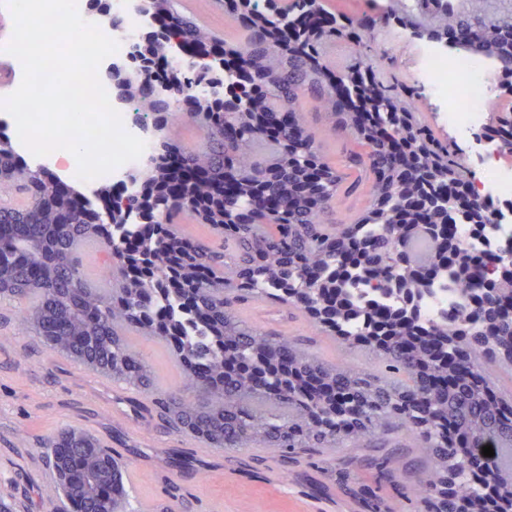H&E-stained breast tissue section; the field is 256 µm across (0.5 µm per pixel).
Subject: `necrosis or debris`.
<instances>
[{
  "label": "necrosis or debris",
  "mask_w": 512,
  "mask_h": 512,
  "mask_svg": "<svg viewBox=\"0 0 512 512\" xmlns=\"http://www.w3.org/2000/svg\"><path fill=\"white\" fill-rule=\"evenodd\" d=\"M141 6V0H112L111 12L93 19L119 44L112 56L115 64L128 61V42L139 36L146 24ZM413 71L439 102L441 121L474 140V152L466 162L474 169V191L489 206L493 222L479 236L471 225H455L457 238L466 246L493 254L512 252V167L499 160L494 140L480 135L485 111L496 91L493 67L489 60L451 54L439 45L426 44L415 55ZM460 305L459 289L443 279L423 296L419 309L424 322L441 324L458 314Z\"/></svg>",
  "instance_id": "obj_1"
}]
</instances>
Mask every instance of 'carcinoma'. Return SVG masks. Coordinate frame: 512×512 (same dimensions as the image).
<instances>
[{
    "instance_id": "obj_1",
    "label": "carcinoma",
    "mask_w": 512,
    "mask_h": 512,
    "mask_svg": "<svg viewBox=\"0 0 512 512\" xmlns=\"http://www.w3.org/2000/svg\"><path fill=\"white\" fill-rule=\"evenodd\" d=\"M228 0L240 37L231 49L246 60L253 88L233 97L222 112L210 93L187 98V122L200 141L186 148L163 138L184 165L201 173L173 193L170 165L154 157L140 178L141 192L129 208L147 213L155 235L126 231L118 287L110 293L89 288L80 275L75 245L94 237L113 251L111 225L91 202L76 199L32 169L12 145L0 139V196L34 190L21 210L0 208L9 250L0 253V295L34 296L26 321L53 351L112 374L129 387H153L149 366L128 346L122 328L137 327L164 337L186 370L183 388L161 402L177 426L214 448L261 445L281 453L317 448H363L360 466L373 469L379 483L357 492L369 512H390L384 485L399 495L422 486V512H486L489 487L497 506L512 505V482L494 471H476L458 444L448 439L453 425L467 447L490 445L502 453L512 434V402L495 391L486 367L512 362V267L502 258L470 254L448 225L463 213L477 232L489 223V209L473 200L458 207L446 187L464 179L465 166L448 143L428 126L416 106L415 89L397 77L361 88L353 72H376L374 43L391 32L377 18L351 35L331 21L304 29L300 16L325 14L323 0ZM392 15L403 30L424 23L438 42L461 30L469 41L457 47L492 61L501 82L512 88V4L487 11L463 9L449 0H395ZM145 10L167 20V33L149 52L168 60L173 79L154 98L141 78L112 72L119 96L152 117L164 130L171 122V91L182 92L181 69L169 51L186 43L208 51L214 35L180 14L173 0H149ZM352 47L353 61L338 74L325 48L331 38ZM366 97L380 138L357 113L342 108L336 81ZM321 111L328 131L344 139L342 159L331 164L305 116L306 105ZM494 125L485 130L512 144V102L493 103ZM410 160L405 178L390 140ZM361 196L364 207L349 224L336 221L345 200ZM189 218L224 234L210 247L185 235L177 220ZM457 285L462 313L443 324L409 315L407 301L419 300L439 279ZM356 282L397 296L399 304L355 303ZM269 302L287 321L298 312L330 331L353 350L373 354L399 381L387 382L349 366L310 355L300 340L241 319L235 307ZM360 322L359 334L346 327ZM454 375L439 389L431 379ZM406 429L412 439L392 442ZM61 454L52 438L46 448L58 486L81 512H116L122 492L112 453L82 432L68 433Z\"/></svg>"
}]
</instances>
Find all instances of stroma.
<instances>
[{
	"label": "stroma",
	"mask_w": 512,
	"mask_h": 512,
	"mask_svg": "<svg viewBox=\"0 0 512 512\" xmlns=\"http://www.w3.org/2000/svg\"><path fill=\"white\" fill-rule=\"evenodd\" d=\"M34 303L31 297L0 296V500L13 503L14 512H74L57 492L44 448L48 438L67 431L87 433L102 447L120 449L124 458L146 462L121 512H164L170 505L178 512H215L224 504L234 512H293L292 496L311 486H324L342 502L347 487L375 484L373 471L353 470L350 448L289 459L260 446L212 449L200 481L181 482L176 474L193 458L195 438L176 429L160 405L183 383V368L165 340L133 329L126 333L153 373V389L143 396L148 426L136 430L115 413L116 397L101 389L105 373L49 350L26 330L24 317ZM271 469L285 473L283 487L265 486L262 475Z\"/></svg>",
	"instance_id": "35a3bbf8"
}]
</instances>
